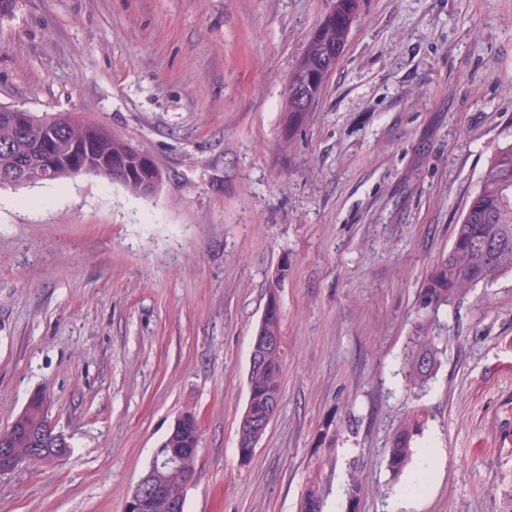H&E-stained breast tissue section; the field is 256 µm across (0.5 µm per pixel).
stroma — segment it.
<instances>
[{"label": "stroma", "mask_w": 512, "mask_h": 512, "mask_svg": "<svg viewBox=\"0 0 512 512\" xmlns=\"http://www.w3.org/2000/svg\"><path fill=\"white\" fill-rule=\"evenodd\" d=\"M333 5L16 0L0 20V106L107 126L166 175L150 197L84 175L0 187V429L43 393L71 444L0 476V512H124L184 413L200 427L185 512H296L316 471L323 512H390L405 493L409 512H512V276L432 315L425 388L403 364L422 283L512 142V0H360L286 130L288 75ZM275 279L282 401L243 463ZM417 407L391 479L390 439ZM424 422L423 413L413 411L395 429L386 459L387 470L392 478H399L409 467L413 456V443L422 430Z\"/></svg>", "instance_id": "stroma-1"}]
</instances>
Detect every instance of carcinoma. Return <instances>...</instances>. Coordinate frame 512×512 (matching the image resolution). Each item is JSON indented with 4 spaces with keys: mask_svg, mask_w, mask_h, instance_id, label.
<instances>
[{
    "mask_svg": "<svg viewBox=\"0 0 512 512\" xmlns=\"http://www.w3.org/2000/svg\"><path fill=\"white\" fill-rule=\"evenodd\" d=\"M358 7L359 0H334L333 9L306 41L284 92L283 112L287 124L299 125L318 102L324 87L322 74L340 59ZM300 90L309 97L305 107L296 99ZM50 125L57 128L58 142L54 143L57 153L63 151L62 143L90 135L94 137L96 151L101 157L123 158L136 171L155 166L149 154L102 125L86 126L67 114H33L29 129L19 136L0 111V171L22 163H38L42 139ZM485 242L492 246V250L482 249ZM509 274H512V143L497 147L491 154L477 191L454 226L448 255L437 262L420 289L419 306L426 313L435 312L462 299L477 285L491 283ZM257 332L262 336L282 335L281 313L263 318ZM404 365L406 386L415 390L423 389L439 366L438 349L427 336L422 322L417 326ZM281 367L280 350L268 356L267 364L249 366L248 401L243 419L254 414L268 419L273 417L281 399ZM424 422L423 413L414 411L395 429L386 459L392 478H399L409 467L413 443ZM362 493L363 476L354 464L346 479L349 505H355ZM323 496L322 479L317 473L306 483L297 512H321Z\"/></svg>",
    "mask_w": 512,
    "mask_h": 512,
    "instance_id": "1",
    "label": "carcinoma"
}]
</instances>
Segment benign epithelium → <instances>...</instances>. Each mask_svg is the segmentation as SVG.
I'll use <instances>...</instances> for the list:
<instances>
[{
	"instance_id": "benign-epithelium-1",
	"label": "benign epithelium",
	"mask_w": 512,
	"mask_h": 512,
	"mask_svg": "<svg viewBox=\"0 0 512 512\" xmlns=\"http://www.w3.org/2000/svg\"><path fill=\"white\" fill-rule=\"evenodd\" d=\"M69 157L66 164L70 167L82 165V171L96 177L122 179L124 171L110 162L92 160V140L72 141L68 146ZM41 167L33 172L22 165L12 171L0 172V185L29 184L35 179L49 178L61 168L56 155L49 153L40 161ZM277 336H258L255 339L251 360L262 362L269 350L279 345ZM23 434L32 436L39 448L15 447L18 437ZM70 452V445L62 433L56 431L47 414V398L44 394L33 395L14 418L7 433L0 432V475L14 470L23 463L51 465L65 459ZM198 460L195 448H162L154 453V460L141 476L127 499L125 512H148L157 502H161L167 512H183L187 480L177 484L167 479L171 472L185 471L192 468Z\"/></svg>"
}]
</instances>
